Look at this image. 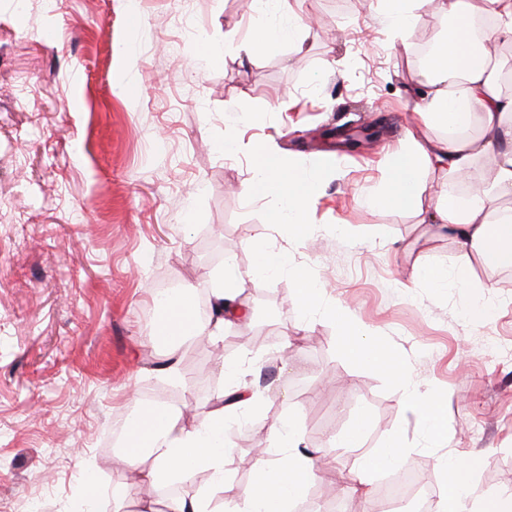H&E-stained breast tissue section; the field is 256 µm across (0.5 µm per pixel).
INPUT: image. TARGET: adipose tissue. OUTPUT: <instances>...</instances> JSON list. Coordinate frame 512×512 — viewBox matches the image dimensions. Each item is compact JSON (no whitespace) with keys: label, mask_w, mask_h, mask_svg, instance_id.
<instances>
[{"label":"adipose tissue","mask_w":512,"mask_h":512,"mask_svg":"<svg viewBox=\"0 0 512 512\" xmlns=\"http://www.w3.org/2000/svg\"><path fill=\"white\" fill-rule=\"evenodd\" d=\"M446 21L438 31L435 51L423 69L425 81L416 112L423 124L443 130L442 138L424 140L407 134L388 174V187L368 193L374 207L390 206L420 210L424 222L447 228L461 263L450 276L469 283L475 265L495 270L512 269V65H505L501 46L512 45V0H438ZM286 0H254L260 15L286 14L284 28L260 26L245 39L250 54L267 52L293 41L304 25L301 15L287 12ZM488 17L492 24L475 36V19ZM482 132L470 135L473 123ZM256 167L251 181L242 187L244 197L274 203L275 223L288 234H308L309 200L313 173L286 166L279 153L265 144L254 148ZM483 166L489 180L486 188L466 196L444 193L431 197L426 182L431 172L445 175L448 182L472 178ZM248 275L232 257H225L224 271L210 290L212 320L197 323L192 294L181 292L160 302V325L164 346L177 348L196 337L222 339L224 315H239L236 298L243 293ZM341 327L346 350L358 361L397 376L402 372L396 357L374 339L365 337L344 307L329 311ZM231 407L217 404L193 427L181 425L166 406L147 407L125 431L124 462L138 469L141 479L163 485L198 471L208 472L214 484L225 482L224 464L232 453L224 437ZM278 453L260 459L248 484L212 505L209 493L173 497L164 506L138 503L135 512H288L291 502L319 481L313 457L297 443L296 431L279 440ZM476 458H449L438 512H512V494L479 495L474 489Z\"/></svg>","instance_id":"ef3b65f1"}]
</instances>
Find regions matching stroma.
<instances>
[{
  "instance_id": "obj_1",
  "label": "stroma",
  "mask_w": 512,
  "mask_h": 512,
  "mask_svg": "<svg viewBox=\"0 0 512 512\" xmlns=\"http://www.w3.org/2000/svg\"><path fill=\"white\" fill-rule=\"evenodd\" d=\"M289 2L321 25L249 57L240 40L260 22L253 0H0V512H77L83 458L100 481L126 484L127 512L164 498L170 489L118 463L111 435L149 389L181 392L193 404L181 422L196 425L232 391L230 368L256 397L231 417L236 486L255 444L275 447L293 420L305 446L332 448L322 482L349 512L367 507L346 490L363 457L395 437L401 466L439 483L441 457L470 452L477 492L512 493V271L477 270L475 287L414 278V266L457 260L447 229L362 202L385 185L408 132L441 134L414 110L419 47L443 24L436 0L403 53L376 0ZM208 40L221 42V62L198 55ZM370 127V145L338 146L337 132ZM264 141L297 167L325 161L305 238L241 193ZM215 245L250 274L241 303L276 310V341L255 345L253 321L225 323L204 372L182 365L174 378L157 366L155 293L166 280L208 291ZM259 245L287 253L289 267L254 272ZM297 269L322 288L307 317ZM477 301L489 310L480 323L466 316ZM334 304L399 356L402 379L347 354ZM444 394L448 434L437 438L407 401ZM360 410L361 447H336Z\"/></svg>"
}]
</instances>
